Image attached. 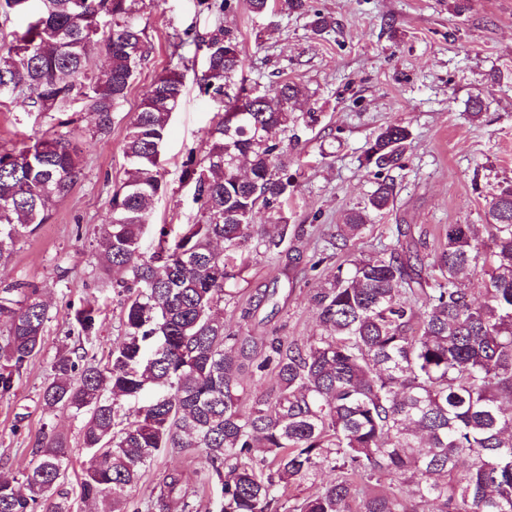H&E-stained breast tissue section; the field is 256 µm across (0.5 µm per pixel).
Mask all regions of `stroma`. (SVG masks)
I'll return each mask as SVG.
<instances>
[{
	"label": "stroma",
	"mask_w": 512,
	"mask_h": 512,
	"mask_svg": "<svg viewBox=\"0 0 512 512\" xmlns=\"http://www.w3.org/2000/svg\"><path fill=\"white\" fill-rule=\"evenodd\" d=\"M334 22L316 32L317 17ZM142 24L152 46L139 67L112 131L96 136L84 102H76L70 139L82 175L53 210L51 220L22 237L8 264L0 265V288L25 282L39 288L50 309L41 351L32 358L10 394L0 397V479L21 480L33 463L38 440L57 435L71 451L65 489L72 512H102L101 502L83 499L80 478L86 461L79 453L82 418L44 407L55 357L77 345L74 312L98 303L102 325L88 350L106 361L122 339V299L112 288L95 250L107 219L112 186L127 167L126 127L144 93L180 59L192 61L181 106L170 121L161 170L164 190L151 217L155 224H190L198 213L181 172L188 157L202 158L208 131L217 119L214 104L200 94L202 52L174 53V32L189 25L233 30L250 86L294 82L299 106L318 120L299 138L278 133L284 159L296 177L285 208L292 228L288 250L275 257L249 251L239 282V306H226L230 333L306 339L319 326L310 295L319 282L349 268L352 260L397 246L399 232L420 243L423 253L439 249L452 224L473 225L489 244L487 211L495 194L512 185V0H307L304 11L278 4L272 14L254 16L247 0H231L223 14L200 12L197 0H145ZM481 97V112L471 100ZM392 123L408 126L411 137L395 181L393 206L372 215L363 234L342 250L328 247L347 213L362 209L375 178L362 163L368 142ZM49 118L28 111L22 98L0 104V149L20 148L51 129ZM329 250L319 269L314 255ZM201 458L159 451L129 504L159 491L168 471L202 468Z\"/></svg>",
	"instance_id": "35a3bbf8"
}]
</instances>
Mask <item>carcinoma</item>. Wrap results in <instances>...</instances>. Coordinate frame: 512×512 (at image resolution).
I'll list each match as a JSON object with an SVG mask.
<instances>
[{
	"mask_svg": "<svg viewBox=\"0 0 512 512\" xmlns=\"http://www.w3.org/2000/svg\"><path fill=\"white\" fill-rule=\"evenodd\" d=\"M0 0V12L35 14L25 33L0 49V98L21 96L52 121V133L0 151V264L16 241L47 223L55 202L80 178L81 160L66 128L77 100L95 133L111 132L138 68L151 52L141 0ZM174 48H206L200 93L218 107L202 160L189 157L182 181L199 203L193 224L157 229L158 247L141 253L144 229L163 191L168 126L188 67L150 85L126 128L124 177L112 189L97 238L103 265L124 273L123 341L107 363L84 351L60 354L42 400L49 410L84 417L88 453L81 487L105 512H127V493L163 448L193 450L206 468L163 475L147 512H512V187L491 200V252L469 224H450L429 266L416 245L363 256L311 295L322 332L310 341L264 340L224 331L220 315L249 248L277 252L288 236L284 205L295 180L272 132L309 127L298 89L281 80L252 93L234 80L243 68L237 35L191 27ZM108 64L92 67L91 44ZM410 131L381 128L364 151L374 171L368 206L349 213L337 236L357 238L370 213L393 202ZM265 214L267 223L255 218ZM489 265L484 301L468 300L464 276ZM101 309L75 320L97 336ZM49 307L39 289L0 290V396L41 348ZM273 374L272 386L245 405L246 369ZM151 393L132 420L118 402ZM25 476L29 494L0 480V512H70L62 487L68 450L45 437ZM322 469L334 478L312 495L285 497ZM393 483L382 485V478Z\"/></svg>",
	"mask_w": 512,
	"mask_h": 512,
	"instance_id": "carcinoma-1",
	"label": "carcinoma"
}]
</instances>
